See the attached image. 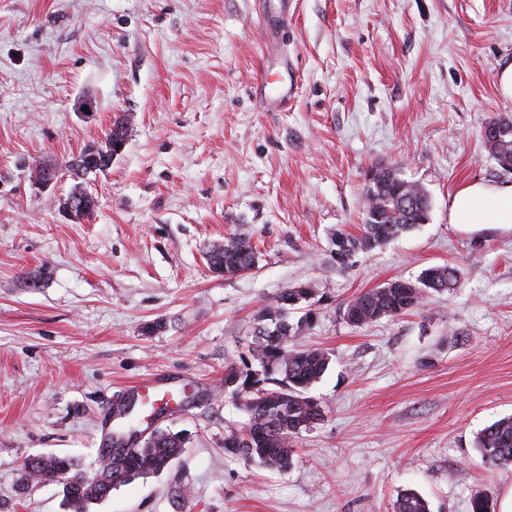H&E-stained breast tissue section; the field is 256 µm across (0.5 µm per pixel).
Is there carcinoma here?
Listing matches in <instances>:
<instances>
[{
	"mask_svg": "<svg viewBox=\"0 0 512 512\" xmlns=\"http://www.w3.org/2000/svg\"><path fill=\"white\" fill-rule=\"evenodd\" d=\"M380 186L366 195L363 223L358 232H339L334 241L331 260L339 268L348 266L345 257L370 253L398 235L409 232L429 219L427 207L415 204L409 209L400 200L425 193L422 187L401 177L396 169L379 168ZM212 269L226 277L248 270L258 262V251L252 237L238 233L224 244L209 251ZM460 283L459 271L451 265H437L421 272L416 281L394 279L382 286L361 292L342 307V319L352 326H363L383 318L393 319L419 309L428 293L449 292ZM315 285L307 282L283 289L266 305L253 331L249 353L259 362L253 371L246 358L243 367L225 368L224 385L245 392L243 405L247 422L224 434V452L257 460L275 470H286L293 464L291 440L321 420L323 411L307 391L323 376L330 363L327 352L320 349H296L290 344L295 327L288 316L300 305L307 304L301 318L306 325L317 318V309L308 304L315 295ZM475 448L483 462L512 465V417H503L482 429L475 437ZM184 450L177 433L158 432L148 444L140 447L112 448V461L103 465L112 487L136 478L155 475L171 467ZM21 485L30 482L61 481L69 473L74 484L63 487L64 496L75 512L99 500L96 491L81 484L83 471L74 458L48 456L24 463ZM393 512H429L428 503L420 495L406 491L398 495ZM469 512H495L493 500L483 492L469 499Z\"/></svg>",
	"mask_w": 512,
	"mask_h": 512,
	"instance_id": "obj_1",
	"label": "carcinoma"
}]
</instances>
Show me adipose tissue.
Instances as JSON below:
<instances>
[{
    "instance_id": "obj_1",
    "label": "adipose tissue",
    "mask_w": 512,
    "mask_h": 512,
    "mask_svg": "<svg viewBox=\"0 0 512 512\" xmlns=\"http://www.w3.org/2000/svg\"><path fill=\"white\" fill-rule=\"evenodd\" d=\"M448 219L454 225L512 228V184L474 182L467 185L453 196Z\"/></svg>"
}]
</instances>
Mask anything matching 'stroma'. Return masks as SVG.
<instances>
[{
    "label": "stroma",
    "instance_id": "stroma-1",
    "mask_svg": "<svg viewBox=\"0 0 512 512\" xmlns=\"http://www.w3.org/2000/svg\"><path fill=\"white\" fill-rule=\"evenodd\" d=\"M271 75L252 90L264 0H0V512H72L54 482L19 489L25 461L92 471L112 405L151 383L173 395L135 411L142 434L183 433L169 469L113 489L88 512H392L404 490L429 512L512 492L476 434L512 415V229L448 222L469 183L511 184L484 144L512 119L495 76L512 60V0H288ZM94 114L78 112L84 96ZM128 116L123 153L79 183L96 206L58 209L75 183L32 185ZM427 191V224L339 270L337 232L362 223L368 170ZM249 233V273L208 250ZM452 265L460 286L363 327L340 309L391 279ZM309 282L320 310L296 347L327 350L312 387L321 421L292 440L284 473L225 453L247 416L224 367L247 355L261 309Z\"/></svg>",
    "mask_w": 512,
    "mask_h": 512
}]
</instances>
